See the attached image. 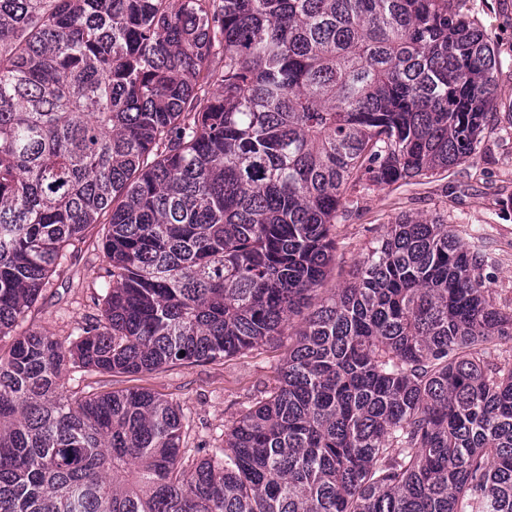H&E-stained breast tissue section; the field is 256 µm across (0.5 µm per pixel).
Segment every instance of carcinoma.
<instances>
[{"label": "carcinoma", "mask_w": 512, "mask_h": 512, "mask_svg": "<svg viewBox=\"0 0 512 512\" xmlns=\"http://www.w3.org/2000/svg\"><path fill=\"white\" fill-rule=\"evenodd\" d=\"M456 2L0 0V512H512L483 236L403 219L318 297L359 196L490 125L498 56ZM97 224L102 319L16 332ZM293 325L202 457L149 391L63 390Z\"/></svg>", "instance_id": "cac0c4a2"}]
</instances>
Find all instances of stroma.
<instances>
[{
	"label": "stroma",
	"instance_id": "1",
	"mask_svg": "<svg viewBox=\"0 0 512 512\" xmlns=\"http://www.w3.org/2000/svg\"><path fill=\"white\" fill-rule=\"evenodd\" d=\"M462 11L485 26L501 61L490 127L466 163L417 184L365 191L357 211L336 226L335 263L327 288L348 279L388 225L403 217L435 218L465 238L481 232L487 286L498 307L512 310V0H464ZM105 266L100 236L89 233L61 262L27 313L24 327L47 330L62 345H70L76 327L101 314ZM288 346L282 336L214 361L170 364L136 375L88 370L65 374L63 383L76 397L132 388L152 392L184 413L185 447L215 448L224 444L225 424L276 385Z\"/></svg>",
	"mask_w": 512,
	"mask_h": 512
}]
</instances>
